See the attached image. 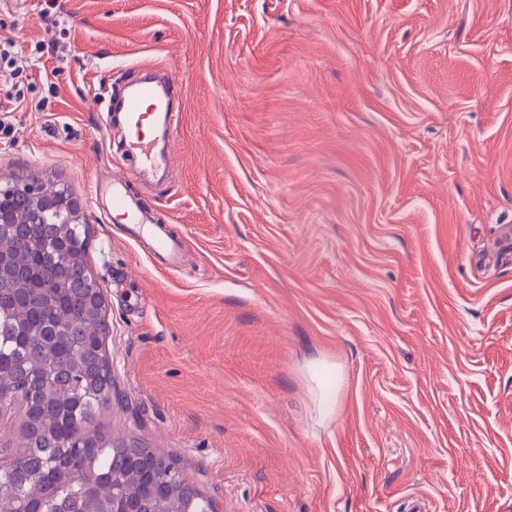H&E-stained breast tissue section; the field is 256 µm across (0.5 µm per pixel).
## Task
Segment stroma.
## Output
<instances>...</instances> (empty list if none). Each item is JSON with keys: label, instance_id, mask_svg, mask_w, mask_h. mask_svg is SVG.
<instances>
[{"label": "stroma", "instance_id": "35a3bbf8", "mask_svg": "<svg viewBox=\"0 0 512 512\" xmlns=\"http://www.w3.org/2000/svg\"><path fill=\"white\" fill-rule=\"evenodd\" d=\"M42 0L0 9L25 96L0 183L83 206L112 399L217 512H512V0ZM181 83L166 177L125 171L113 89ZM94 193L97 199H105L112 212L121 216L125 232L131 238L153 236L154 255L162 268L173 270L177 267L181 241L156 227L154 217L141 202L127 192V179L112 175L102 179L96 177Z\"/></svg>", "mask_w": 512, "mask_h": 512}]
</instances>
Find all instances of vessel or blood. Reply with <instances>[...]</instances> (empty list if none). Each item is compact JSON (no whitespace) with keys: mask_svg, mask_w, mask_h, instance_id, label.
<instances>
[{"mask_svg":"<svg viewBox=\"0 0 512 512\" xmlns=\"http://www.w3.org/2000/svg\"><path fill=\"white\" fill-rule=\"evenodd\" d=\"M170 90L167 83L142 82L116 98V109L122 113L128 128L127 149L141 167H149L154 162L153 144L143 131L144 123L152 118L166 122ZM94 193L97 198L107 201L112 212L121 216L122 226L130 237L152 236L154 255L162 268H176L180 241L158 228L149 210L128 193L126 177L113 175L95 179Z\"/></svg>","mask_w":512,"mask_h":512,"instance_id":"b4317fda","label":"vessel or blood"}]
</instances>
